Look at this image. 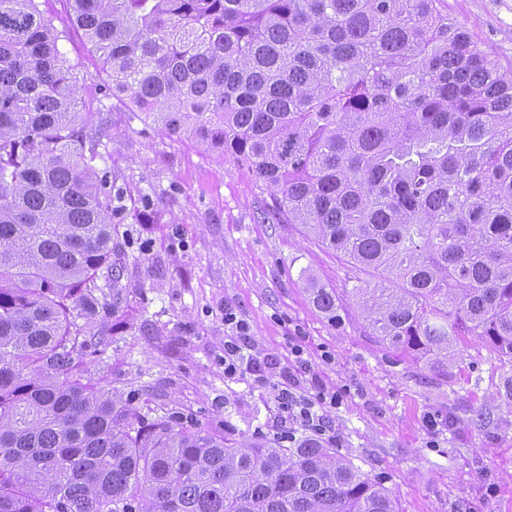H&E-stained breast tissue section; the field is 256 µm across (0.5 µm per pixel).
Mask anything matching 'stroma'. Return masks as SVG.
Listing matches in <instances>:
<instances>
[{
	"label": "stroma",
	"instance_id": "1",
	"mask_svg": "<svg viewBox=\"0 0 512 512\" xmlns=\"http://www.w3.org/2000/svg\"><path fill=\"white\" fill-rule=\"evenodd\" d=\"M67 38L76 97L105 127L99 167L125 188L122 227L134 244L115 255L128 293L104 360L89 366L139 408H163L240 443L282 439L279 390H344L328 409L338 456L396 492L403 512H512V360L479 340L449 378L384 350L356 306L341 322L319 310L314 278L344 287L348 266L299 225L269 220L272 192L252 168L144 122L105 97L98 57L73 26L67 0H41ZM449 14L512 68V0H448ZM247 327L241 374H224V323ZM307 372H297L292 346ZM441 425L430 429V415Z\"/></svg>",
	"mask_w": 512,
	"mask_h": 512
}]
</instances>
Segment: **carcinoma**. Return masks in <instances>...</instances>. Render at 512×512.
<instances>
[{"label": "carcinoma", "instance_id": "obj_1", "mask_svg": "<svg viewBox=\"0 0 512 512\" xmlns=\"http://www.w3.org/2000/svg\"><path fill=\"white\" fill-rule=\"evenodd\" d=\"M112 97L248 164L350 268L307 280L447 378L471 338L512 359V70L447 0H70ZM65 38L0 0V512H402L308 436L239 446L93 379L124 300L125 189L97 165Z\"/></svg>", "mask_w": 512, "mask_h": 512}]
</instances>
